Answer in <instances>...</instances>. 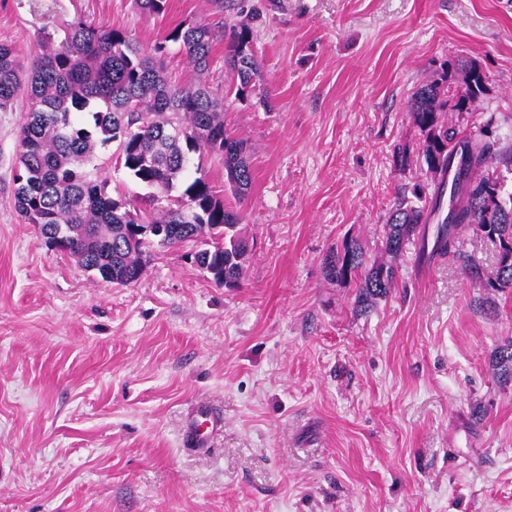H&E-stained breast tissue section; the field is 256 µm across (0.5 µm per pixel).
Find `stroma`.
<instances>
[{"label": "stroma", "instance_id": "stroma-1", "mask_svg": "<svg viewBox=\"0 0 512 512\" xmlns=\"http://www.w3.org/2000/svg\"><path fill=\"white\" fill-rule=\"evenodd\" d=\"M259 14L260 81L240 98L226 43L197 75L177 25L235 20L211 0H0V42L23 61L79 20L165 43L172 83L205 79L250 148L239 198L220 159L207 178L243 216L238 287L186 242L127 286L49 248L11 204L26 103L0 112V512H512V380L492 354L512 338V289L479 302L458 258L419 259L365 315L325 279L355 238L382 258L398 189L430 185L409 115L417 88L486 93L456 116L512 144V0H245ZM406 148L407 162L395 151ZM99 148L112 196L145 192ZM224 418L212 452L185 451L189 412Z\"/></svg>", "mask_w": 512, "mask_h": 512}]
</instances>
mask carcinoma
I'll use <instances>...</instances> for the list:
<instances>
[{"mask_svg": "<svg viewBox=\"0 0 512 512\" xmlns=\"http://www.w3.org/2000/svg\"><path fill=\"white\" fill-rule=\"evenodd\" d=\"M141 12L162 17L168 0H137ZM167 40L180 43L192 67L206 73L214 44L228 41L224 63L238 80L237 95L256 89L259 63L252 52L253 27L244 17L216 31L206 25H179ZM165 46L143 48L127 33L106 24L78 21L63 38H44L41 53L24 65L16 49L0 43V112L13 110L23 97L26 115L19 131L11 203L26 224H44L46 234L62 226L69 255L103 282L127 285L152 244L128 232L130 224H161L179 241H193L199 263L224 272L226 287L237 286L248 258L239 224L242 215L224 206L212 190L203 159L218 157L225 185L242 198L251 190L252 168L247 142L224 126V102L199 81L171 84L160 62ZM485 93L481 71H465L464 88L453 98L435 83H423L410 105L413 122L427 132L422 158L433 193L419 184L401 190L389 215L382 241L395 259L416 233L438 215L445 191L449 210L437 226L435 250L461 255L457 231L474 227L497 251L495 274L486 277L465 264L483 291L512 288V192L504 190L499 169L512 171V145L500 146L482 126L465 136L442 117L469 112ZM116 145V161L137 182L154 192L149 207L136 208L107 191L108 180L93 165L97 146ZM197 156L196 177L182 186L190 155ZM452 181H447L448 170ZM181 190L174 205L163 198ZM325 277L357 288L356 303L367 309L387 297L397 281L390 262H368L364 246L347 239L323 259ZM495 369L512 379V339L495 348Z\"/></svg>", "mask_w": 512, "mask_h": 512, "instance_id": "cac0c4a2", "label": "carcinoma"}]
</instances>
